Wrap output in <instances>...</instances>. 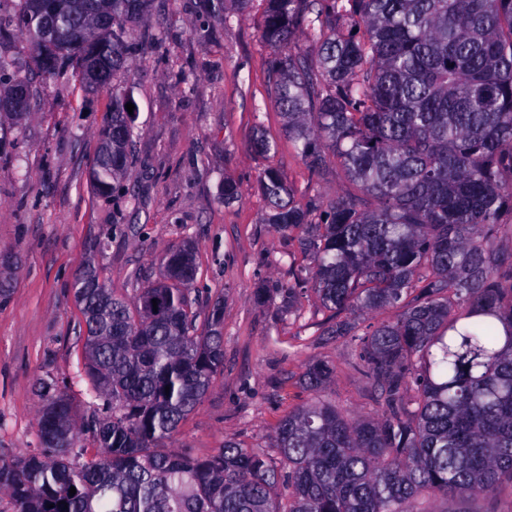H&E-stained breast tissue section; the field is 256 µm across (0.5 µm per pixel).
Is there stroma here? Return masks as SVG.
<instances>
[{
	"mask_svg": "<svg viewBox=\"0 0 512 512\" xmlns=\"http://www.w3.org/2000/svg\"><path fill=\"white\" fill-rule=\"evenodd\" d=\"M209 4L153 0L128 28L138 53L117 72L114 88L130 93L135 155L130 192L118 201L90 186L113 88L85 91L69 70L43 78L24 34L0 39V54L35 91L33 116L0 151V458L39 445V379L56 380L77 418L101 406L83 370L85 325L73 288L79 268L94 267L116 296L131 298L187 241L197 251L196 309L216 297L224 302V371L168 450L207 457L228 441L268 447L280 419L310 400L299 376L315 359L334 369L323 400L350 416L380 410L358 342L324 336L328 314L314 294L303 296L296 315L253 302L260 283H288L291 264H311L295 236L263 223L259 172L276 168L302 204L335 200L352 185L333 159L311 175L284 131L268 82L272 51L260 40L263 0L241 13L230 6L213 13ZM257 127L272 144L265 157L251 150ZM227 178L239 187L229 206L218 195ZM95 240L104 249L90 250ZM426 508L512 512V488L439 498Z\"/></svg>",
	"mask_w": 512,
	"mask_h": 512,
	"instance_id": "35a3bbf8",
	"label": "stroma"
}]
</instances>
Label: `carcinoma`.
I'll return each mask as SVG.
<instances>
[{
    "label": "carcinoma",
    "mask_w": 512,
    "mask_h": 512,
    "mask_svg": "<svg viewBox=\"0 0 512 512\" xmlns=\"http://www.w3.org/2000/svg\"><path fill=\"white\" fill-rule=\"evenodd\" d=\"M265 2L260 37L274 51L269 82L288 140L314 175L336 158L357 193L301 205L275 168L259 173L265 223L298 234L314 272L261 287L255 301L278 297L290 312L311 291L353 314L323 335L358 336L382 413L348 417L312 401L279 422L267 449L172 454L167 442L224 369L223 304L193 310L190 243L131 301L88 266L75 298L84 373L105 411L79 428L69 397L49 396L56 382L37 383L49 396L40 446L0 460L11 512H424V500L512 484V288L501 284L512 255L490 245L512 217V0ZM20 3L0 9V37L22 32L43 72L70 66L86 90L92 69L110 84L132 61L126 25L150 6ZM99 14L112 27L94 26ZM125 104L112 88L91 169L104 197L128 177ZM27 116L0 114V144L4 121ZM387 308L400 313L357 335L356 318ZM332 375L315 360L300 383L319 393Z\"/></svg>",
    "instance_id": "obj_1"
}]
</instances>
